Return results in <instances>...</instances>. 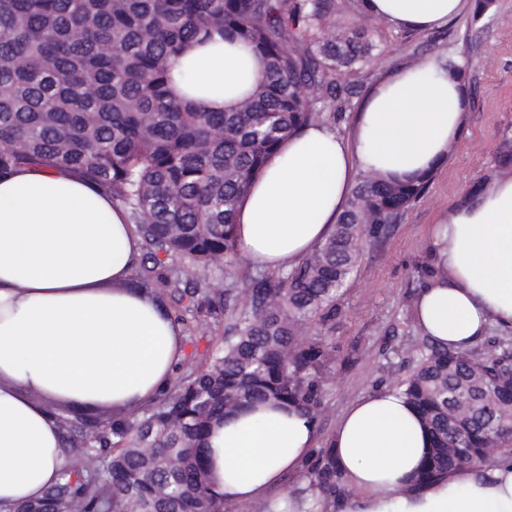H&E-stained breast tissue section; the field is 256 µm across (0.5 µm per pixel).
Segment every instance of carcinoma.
<instances>
[{"label": "carcinoma", "mask_w": 512, "mask_h": 512, "mask_svg": "<svg viewBox=\"0 0 512 512\" xmlns=\"http://www.w3.org/2000/svg\"><path fill=\"white\" fill-rule=\"evenodd\" d=\"M362 0H0V174L43 165L80 174L123 207L142 238L130 285L156 299L201 358L150 406L90 410L66 422V462L41 499L12 512H226L212 492L204 441L224 414L274 402L320 421L336 347L326 341L360 242L386 237L429 177L353 188L333 234L292 269L201 287L217 256L243 263L236 214L270 156L312 124L331 127L362 86L337 78L381 50L363 28L336 22ZM219 32L248 46L263 76L224 112L178 100L170 60ZM394 354L411 365L398 388L431 448L404 492L448 470L512 459V339L472 351L428 339ZM288 500L323 505L354 493L331 448L307 465Z\"/></svg>", "instance_id": "1"}]
</instances>
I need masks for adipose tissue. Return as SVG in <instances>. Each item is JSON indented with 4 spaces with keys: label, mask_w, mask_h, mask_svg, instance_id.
I'll return each mask as SVG.
<instances>
[{
    "label": "adipose tissue",
    "mask_w": 512,
    "mask_h": 512,
    "mask_svg": "<svg viewBox=\"0 0 512 512\" xmlns=\"http://www.w3.org/2000/svg\"><path fill=\"white\" fill-rule=\"evenodd\" d=\"M465 0H364L367 15L427 32ZM178 99L219 112L261 78L258 57L212 33L170 63ZM466 89L438 60L368 91L351 136L315 123L286 138L237 212L242 256L285 269L333 232L357 177L410 180L434 171L458 141ZM446 274L422 288V337L469 350L490 327L512 333V177L462 191L430 238ZM141 241L122 208L77 174L39 166L0 175V512L40 498L57 478L63 429L49 402L135 410L166 388L184 357L182 330L161 303L127 288ZM355 490L343 512H512V463L449 470L413 496L400 489L430 439L400 389L351 402L332 435ZM295 408L258 404L215 424L204 452L213 493L233 505L268 499L318 448Z\"/></svg>",
    "instance_id": "ef3b65f1"
}]
</instances>
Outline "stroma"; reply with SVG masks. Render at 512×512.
Returning a JSON list of instances; mask_svg holds the SVG:
<instances>
[{"label":"stroma","instance_id":"35a3bbf8","mask_svg":"<svg viewBox=\"0 0 512 512\" xmlns=\"http://www.w3.org/2000/svg\"><path fill=\"white\" fill-rule=\"evenodd\" d=\"M476 0H466L463 12L448 26L428 33L405 35L403 30L375 20L355 26L385 49L370 71L360 74L372 86L388 71L415 60L454 58L462 61V79L469 111L459 142L448 159L430 176L424 196L415 202L383 239H365L361 260L340 300V313L327 340L337 357L358 353L349 367L337 368L319 430L329 440L336 420L352 400L377 383L396 385L402 373L393 350L418 339L414 301L421 284L419 269L429 254V235L462 189H473L496 176H512V164L499 163V147L512 142V0H491L475 15Z\"/></svg>","mask_w":512,"mask_h":512}]
</instances>
